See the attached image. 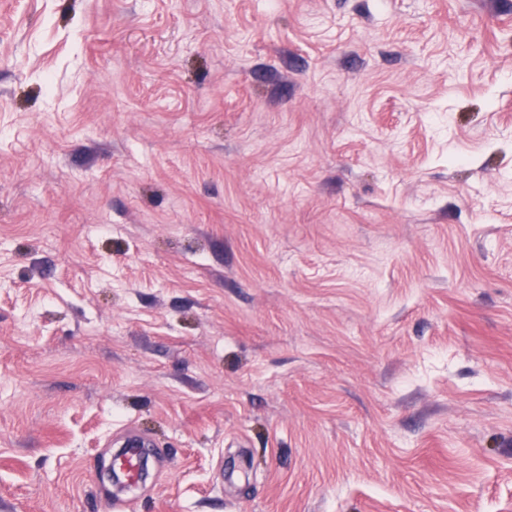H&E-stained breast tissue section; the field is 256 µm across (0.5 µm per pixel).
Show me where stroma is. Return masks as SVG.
<instances>
[{"label":"stroma","instance_id":"35a3bbf8","mask_svg":"<svg viewBox=\"0 0 512 512\" xmlns=\"http://www.w3.org/2000/svg\"><path fill=\"white\" fill-rule=\"evenodd\" d=\"M512 512V0H0V512Z\"/></svg>","mask_w":512,"mask_h":512}]
</instances>
